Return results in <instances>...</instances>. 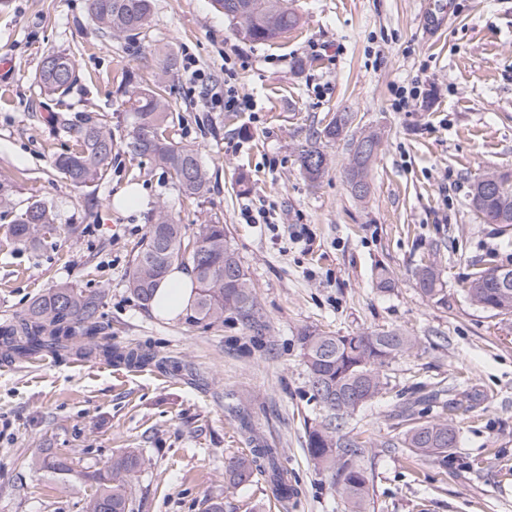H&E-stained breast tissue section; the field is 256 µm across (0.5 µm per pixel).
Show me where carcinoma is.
<instances>
[{
    "label": "carcinoma",
    "instance_id": "carcinoma-1",
    "mask_svg": "<svg viewBox=\"0 0 512 512\" xmlns=\"http://www.w3.org/2000/svg\"><path fill=\"white\" fill-rule=\"evenodd\" d=\"M153 0H89V12L96 25L110 36L129 43L140 40L151 15ZM213 7L224 14L245 38L269 42L295 29L300 18L288 7V0H212ZM80 80L75 61L66 54L49 53L34 75L40 89L63 98ZM129 152L151 157L165 168L188 198L199 199L210 192V176L200 153L175 142L172 109L155 88L142 85L135 77L127 79L121 93ZM72 143L69 152L53 160L54 167L76 186H85L103 178L117 146L110 122L88 114L76 120L59 109L48 115ZM352 115L338 112L322 130L328 141L348 136ZM381 144L380 133L364 130L353 141L346 178L349 186L361 182L370 189L369 175ZM301 169L315 183L325 174L328 158L315 142L299 149ZM501 189L485 194L478 183L471 188L470 204L484 224L500 225L504 235L512 233V170L497 172ZM55 231L52 211L41 200L30 202L18 214L10 233L20 244H35ZM192 269L198 284L194 318L222 323L227 319L253 330H266L261 321L256 290L228 240L220 221L202 224L191 236L185 225L164 206L157 209L152 224L136 250L127 287L144 305L150 303L165 273L174 264ZM499 267L495 254L482 260V267L471 274L465 286L470 302L496 315H512V288L503 291L489 277ZM422 293L433 299L443 285L436 274V264L421 265L415 272ZM102 296L61 285L35 297L28 306L0 327V343L19 356L43 352L60 354L72 340L80 337V354L102 357L109 362L145 365L152 360L133 350L118 351L97 340L100 331L99 308ZM301 347L314 395L325 411L322 420L308 431L309 452L316 463L332 472L336 494L347 500L353 512H365L370 500L371 478L361 464L364 445L342 434L347 418L359 408L374 402L385 389L381 369L395 357L411 351L416 340L397 330L337 336L306 329L301 333ZM410 425L403 434L401 447L411 458L445 463L448 457V421H415L404 415ZM266 461L273 493L288 499L295 493L288 481L275 448H256L250 454L234 455L225 463V478L233 486L249 481L257 470V459ZM41 464L60 474L74 472L73 461L63 455L48 453ZM150 460L136 450H124L112 456V463L83 478L95 485V492L85 503V512H129L133 480Z\"/></svg>",
    "mask_w": 512,
    "mask_h": 512
}]
</instances>
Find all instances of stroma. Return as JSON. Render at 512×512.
Segmentation results:
<instances>
[{"label":"stroma","mask_w":512,"mask_h":512,"mask_svg":"<svg viewBox=\"0 0 512 512\" xmlns=\"http://www.w3.org/2000/svg\"><path fill=\"white\" fill-rule=\"evenodd\" d=\"M442 25L425 12L438 0H289L300 17L282 38L258 44L211 0H153L139 50L104 34L88 0H9L0 7V326L44 290L66 284L102 292L101 341L150 351L143 368L73 353L44 365L0 356V512H84L93 493L84 473L134 448L150 464L135 481L130 512H349L331 475L308 451V425L324 410L308 381L300 334L397 329L411 351L386 364L382 396L348 419L364 442L372 479L367 512H512V315L470 303L464 284L486 253L512 266V235L472 211L470 186L512 168V0H447ZM73 56L81 83L71 112L107 115L118 146L107 174L73 186L52 167L71 144L45 120L55 101L34 75L47 53ZM174 53L177 66L163 72ZM163 78L174 138L197 149L211 177L206 199H186L169 173L124 146L119 108L127 73ZM420 87L409 111L394 90ZM235 89L251 109L228 111ZM337 112L353 130L377 129L381 145L371 192L354 199L346 182L349 140L323 150L331 163L317 184L298 150ZM247 187L237 183L239 173ZM138 186L148 204L121 210L113 199ZM51 207L56 230L35 245L9 228L33 200ZM187 232L219 219L253 282L269 327L192 323L152 315L126 286L135 250L159 206ZM269 212L270 224L246 213ZM434 257L443 299L421 293L415 270ZM386 268L388 289L375 274ZM476 395L454 423L446 463L415 462L399 445L400 407L417 420L448 418L443 401ZM272 447L298 485L273 496L269 477L224 482L227 459L248 452L238 411ZM69 456L73 474L35 465L43 449Z\"/></svg>","instance_id":"obj_1"}]
</instances>
